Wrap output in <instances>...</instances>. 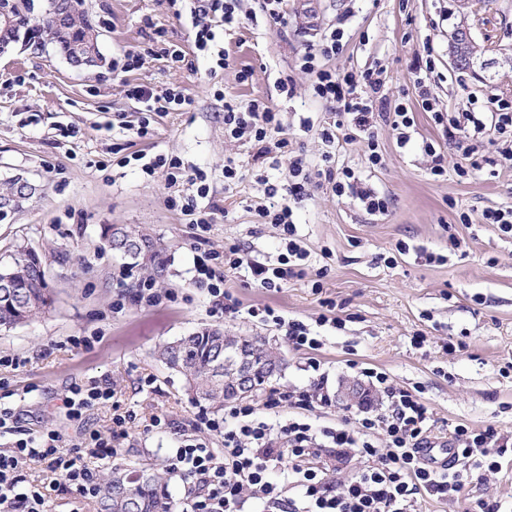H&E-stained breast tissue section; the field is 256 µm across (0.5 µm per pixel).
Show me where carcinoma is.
Listing matches in <instances>:
<instances>
[{
	"instance_id": "1",
	"label": "carcinoma",
	"mask_w": 512,
	"mask_h": 512,
	"mask_svg": "<svg viewBox=\"0 0 512 512\" xmlns=\"http://www.w3.org/2000/svg\"><path fill=\"white\" fill-rule=\"evenodd\" d=\"M84 42L98 47V34L89 12L56 20L47 0H0V44L6 49L20 44L44 51L52 46L65 60H71L73 44ZM101 237L105 245L120 255L124 267L143 270L164 278L166 262L153 239L127 225L107 224ZM9 279L13 291L24 304L4 296L0 290V328L12 329L46 312L53 304V291L45 281V269L38 254L20 245L10 254L0 256V278ZM228 332L203 328L189 336L168 342L156 351V357L168 368L182 374L189 388L218 413L224 404L237 400L224 389V378L216 377L213 367L224 359V336ZM251 350L269 355L267 363L253 373L250 396L265 389L271 377L281 371L283 362L269 341L261 336H241ZM164 476L151 465L127 468L115 465L99 481V512H165L162 494Z\"/></svg>"
}]
</instances>
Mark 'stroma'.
<instances>
[{
  "label": "stroma",
  "instance_id": "1",
  "mask_svg": "<svg viewBox=\"0 0 512 512\" xmlns=\"http://www.w3.org/2000/svg\"><path fill=\"white\" fill-rule=\"evenodd\" d=\"M86 6L107 66L77 71L50 49L0 57V180L22 173L43 187L30 208L0 222V254L18 244L35 249L55 292L48 313L0 331V405L14 409L16 431L53 429L73 449L90 432L109 434L113 415H124L128 435L120 439L114 461L100 462L103 470L114 462L165 466L186 438L201 436L209 447H223L222 433L200 434L201 402L179 373L156 360L154 350L200 328L221 326L266 337L282 355L284 368L271 386L309 385L306 351L248 313L268 305L302 320L318 336L316 356L328 390L374 368L397 386L421 390L437 436L463 422L475 429L492 423L512 437V239L482 221L485 210L512 206V161L500 160L497 143L488 141L490 165L459 178L463 151L423 111L412 78L413 63L429 43L435 62L430 89L443 111L480 112L488 98H512V68H497L485 78L448 63L449 35L461 24L478 45H512V0H484L476 16L459 13L455 0H288V23L277 27L267 21L263 0H240L246 23L216 32L217 47L229 54L228 66L219 70L213 52L195 47V0H86ZM336 26L344 30L346 47L326 60V68L378 73L390 103L405 104L415 116L406 147L398 146L390 128H379L382 169H366L361 146L336 150L337 166L359 170L365 185L389 198V210L370 214L351 198L314 190L293 206L311 253L306 276L265 291L247 270L225 271L224 287L240 301L241 313L224 317L207 292L195 287L196 263L223 255L233 243L261 262L277 263L283 251L279 231L263 222L259 210L271 203L266 184L278 183L284 172L272 162L254 170L248 143L224 133V105L270 101L281 114L290 149L319 164L324 146L315 128L304 130L301 122L307 118L316 127L330 112L312 97L313 78L300 71L298 59ZM158 30L183 61L149 55ZM129 49L144 52L142 66L112 70L111 60ZM244 68L252 71L245 83L238 79ZM287 78L294 84L290 97L278 88ZM131 85L157 92L177 87L192 105L148 112L127 97ZM144 123L149 133L141 138L136 131ZM426 140L441 153L446 176L431 175L421 150ZM160 154L205 172L209 193L197 204L219 207L208 232L177 206L195 196V188L142 173L143 160ZM230 162L243 174L232 184L224 181ZM460 212L472 225L460 228L464 243L454 250L447 226ZM106 224L139 227L164 245L167 279L156 289L165 301L135 302L147 275L126 274L101 240ZM402 242L409 247L403 254L397 250ZM428 253L445 255V263L426 262ZM119 300L124 307L118 311ZM326 300L345 319L343 329L318 323ZM419 332L426 342L418 348L412 338ZM450 343L455 353L447 352ZM104 377L114 389L109 403L70 417L65 399L71 387ZM487 499L512 502V453L498 469L473 478L460 496L424 495L416 508L476 512L478 501Z\"/></svg>",
  "mask_w": 512,
  "mask_h": 512
}]
</instances>
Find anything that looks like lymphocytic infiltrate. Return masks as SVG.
<instances>
[{
  "label": "lymphocytic infiltrate",
  "instance_id": "lymphocytic-infiltrate-1",
  "mask_svg": "<svg viewBox=\"0 0 512 512\" xmlns=\"http://www.w3.org/2000/svg\"><path fill=\"white\" fill-rule=\"evenodd\" d=\"M343 39V29L334 28L299 58L301 71L314 77V97L333 113L332 120L318 131L327 147L320 165H310L303 153L289 150L280 116L268 101L255 98L244 106L224 105L225 134L246 140L255 162L276 154L286 164L283 181L268 187L273 204L262 211L265 222L282 232L284 251L277 265L253 259L247 249L236 244L225 248L223 266L197 265L195 286L222 298L225 316L233 317L240 311L238 299L223 288L225 270L248 269L255 285L268 291L301 275L310 253L297 233L292 205L310 196L312 189L330 187L336 196L358 200L371 214L389 208V198L362 186L358 170L336 166L333 149L342 143L362 144L366 168H383L379 127H390L399 147H406L412 139L414 115L404 104L390 105L381 80L373 73H338L325 68V58L343 53ZM433 66L430 59L416 61L413 85L424 111L449 141L462 149L468 165L459 168V176L486 164L483 138L489 128L498 135L503 159L511 160L512 99L493 98L489 114L441 111L430 91ZM251 314L283 331L294 349L315 350L320 346L301 320L285 318L269 306L252 309ZM306 368L313 373V381L294 390L270 391L265 400L267 409L289 407L309 412L331 406L318 377L320 361L308 358ZM363 374L373 387L383 391L387 406L380 411L357 408L352 424L320 432L303 418L274 425L257 417L252 404L242 402L231 410L237 424L223 430L222 452L194 439L173 449L171 469L192 481L180 512H245L249 494L262 498L267 512H414L419 495L443 499L461 495L474 475L496 469L499 458L512 447V440L495 425L476 430L459 423L448 437L454 465L435 468L422 456L423 449L434 447L435 441L431 414L420 391L397 387L386 372L373 368L364 369ZM125 422V417L115 418L111 439L91 435L79 451L61 448L58 435L52 431L29 434L10 448L0 449V512H44L45 493L19 472V462L26 458L44 463L52 475L50 487L62 482L74 486L84 500L95 498L97 464L116 455L113 441L120 438ZM353 454L361 458V468L347 483L337 484L335 472ZM275 466L282 469V482L268 477Z\"/></svg>",
  "mask_w": 512,
  "mask_h": 512
}]
</instances>
